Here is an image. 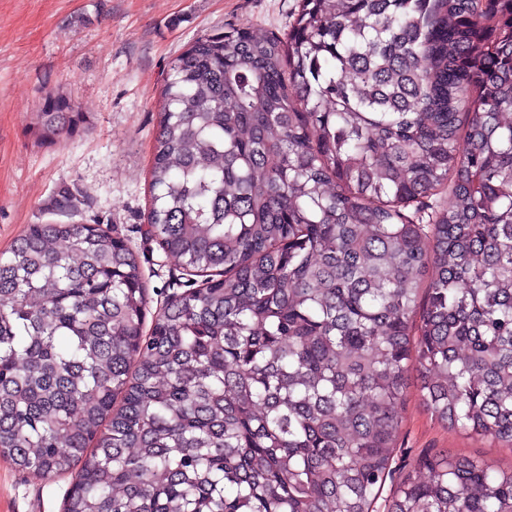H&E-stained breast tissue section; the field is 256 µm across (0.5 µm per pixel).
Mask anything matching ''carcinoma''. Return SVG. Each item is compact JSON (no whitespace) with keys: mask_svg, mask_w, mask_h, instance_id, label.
I'll list each match as a JSON object with an SVG mask.
<instances>
[{"mask_svg":"<svg viewBox=\"0 0 512 512\" xmlns=\"http://www.w3.org/2000/svg\"><path fill=\"white\" fill-rule=\"evenodd\" d=\"M84 123L57 90L32 133ZM150 182L148 234L204 280L148 329L98 224L0 256V457L76 472L65 512H374L413 374L512 448V0H299L285 38H198ZM385 503L512 512V469L425 457Z\"/></svg>","mask_w":512,"mask_h":512,"instance_id":"cac0c4a2","label":"carcinoma"}]
</instances>
